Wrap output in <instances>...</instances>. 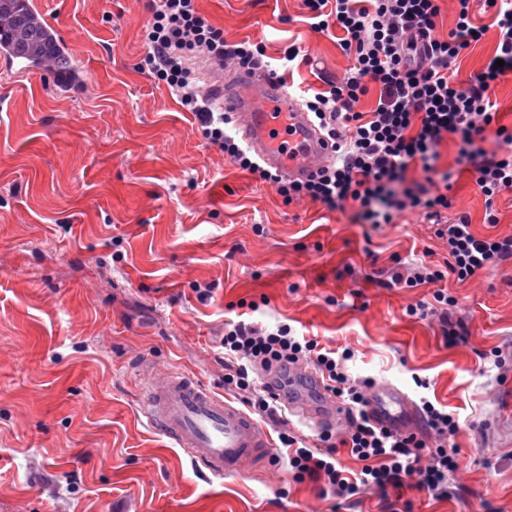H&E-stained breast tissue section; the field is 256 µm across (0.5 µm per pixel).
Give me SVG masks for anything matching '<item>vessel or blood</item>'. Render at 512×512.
<instances>
[{"label": "vessel or blood", "mask_w": 512, "mask_h": 512, "mask_svg": "<svg viewBox=\"0 0 512 512\" xmlns=\"http://www.w3.org/2000/svg\"><path fill=\"white\" fill-rule=\"evenodd\" d=\"M208 80L244 141L268 168L303 179L330 163L332 151L300 96L267 71L216 70ZM149 366L146 360L140 365L145 372L139 387L143 415L212 477L238 476L248 467L270 464V433L244 409L188 374L171 371L148 377ZM276 394L288 411L324 425L346 416L327 381L308 366L293 367ZM368 410L379 426L406 434L419 428L416 406L391 384L374 385Z\"/></svg>", "instance_id": "b4317fda"}]
</instances>
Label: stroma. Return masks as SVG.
Returning a JSON list of instances; mask_svg holds the SVG:
<instances>
[{
  "label": "stroma",
  "mask_w": 512,
  "mask_h": 512,
  "mask_svg": "<svg viewBox=\"0 0 512 512\" xmlns=\"http://www.w3.org/2000/svg\"><path fill=\"white\" fill-rule=\"evenodd\" d=\"M37 2L75 82L0 69V512H390L373 490L344 501L293 482L284 459L207 477L147 423L140 361L223 392L219 339L239 320L350 348L352 376L455 415L450 495L405 488L410 512H512V362L485 356L512 346V264L445 281L466 331L448 346L437 318L406 313L432 286L374 281L398 259L443 262L433 224L405 213L373 226L352 207L288 204L236 169L140 69L147 0ZM198 7L227 41L264 44L276 59L290 44L308 48L317 64L294 69V89L351 65L334 32L305 23L300 0ZM451 195L479 232L512 235V194L496 200L492 227L468 175Z\"/></svg>",
  "instance_id": "obj_1"
}]
</instances>
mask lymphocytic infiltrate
Here are the masks:
<instances>
[{"mask_svg": "<svg viewBox=\"0 0 512 512\" xmlns=\"http://www.w3.org/2000/svg\"><path fill=\"white\" fill-rule=\"evenodd\" d=\"M302 8L312 30H336L337 47L352 61L340 80L301 93L336 153L334 163L318 177L290 180L273 173L226 133L231 119L205 91L190 61L202 55L219 65L261 67L265 49L247 40H225L223 29L200 11L198 0H149L141 67L196 115L209 147L237 169L276 185L286 201L307 198L332 208L350 206L375 225L393 223L405 211L435 224L436 237L448 246L444 262L395 266L382 285H433L431 301L406 312L438 317L446 343L456 345L462 338L460 325L452 320L458 300L442 288V281L453 277L463 282L512 260V235L482 234L467 215H448V192L456 174H468L484 197L489 225L498 222L496 199L512 192V127L500 124L495 93L512 76V0H457L455 23L444 36L437 30L438 0H302ZM481 14L489 24L478 22ZM491 28L496 31L493 60L474 77L461 79L462 55ZM371 93L374 104L358 111V103ZM490 138L498 142V151L484 149ZM447 140L456 146L455 166L443 170L437 162ZM412 169L422 173V181L409 179ZM220 345L225 390L241 397L258 417H276L281 409L259 374L284 381L291 366L301 363L315 366L345 406L341 435L320 433L323 450L301 446L296 437L280 432L293 481L323 483L345 500L364 489L385 494L409 481L432 498H448V476L459 467L450 442L458 423L451 413L422 400L429 431L425 438L378 427L366 410L370 380L352 378L346 370L352 350L321 347L285 323H225ZM340 446L361 462L358 476H349L338 461Z\"/></svg>", "mask_w": 512, "mask_h": 512, "instance_id": "f902f5d3", "label": "lymphocytic infiltrate"}]
</instances>
